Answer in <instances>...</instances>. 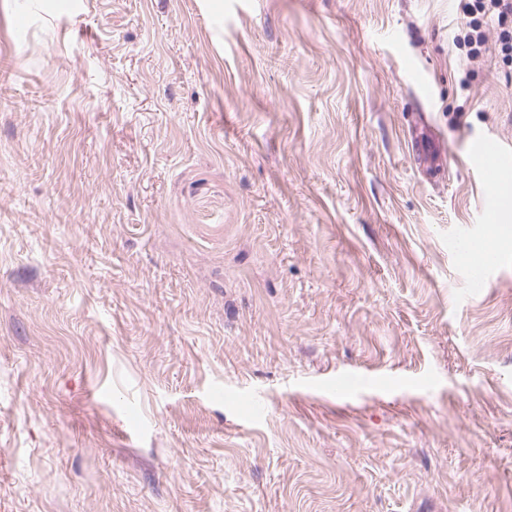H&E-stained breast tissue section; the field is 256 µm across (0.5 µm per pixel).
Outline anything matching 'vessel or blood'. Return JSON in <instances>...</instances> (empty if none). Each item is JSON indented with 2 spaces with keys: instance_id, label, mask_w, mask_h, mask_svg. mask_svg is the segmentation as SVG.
I'll return each mask as SVG.
<instances>
[{
  "instance_id": "obj_1",
  "label": "vessel or blood",
  "mask_w": 512,
  "mask_h": 512,
  "mask_svg": "<svg viewBox=\"0 0 512 512\" xmlns=\"http://www.w3.org/2000/svg\"><path fill=\"white\" fill-rule=\"evenodd\" d=\"M411 148L423 173L431 179L446 172V156L433 129L426 124L415 127L411 136ZM470 159L481 180L493 192L487 197L486 211L489 217L512 212V194L499 191L500 182L512 173V151L493 138L476 139ZM500 255L497 251L471 241L463 253L467 286L472 294H481L489 283L491 273L498 268Z\"/></svg>"
}]
</instances>
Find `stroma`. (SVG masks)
<instances>
[{"instance_id":"1","label":"stroma","mask_w":512,"mask_h":512,"mask_svg":"<svg viewBox=\"0 0 512 512\" xmlns=\"http://www.w3.org/2000/svg\"><path fill=\"white\" fill-rule=\"evenodd\" d=\"M80 2L0 0V512H512L459 0ZM411 148L423 173L437 179L446 172V156L433 129L426 124L416 126L411 136ZM479 243L477 240H472L463 252L467 286L473 295H479L487 288L490 274L498 268L500 263V255L497 251L481 246Z\"/></svg>"}]
</instances>
